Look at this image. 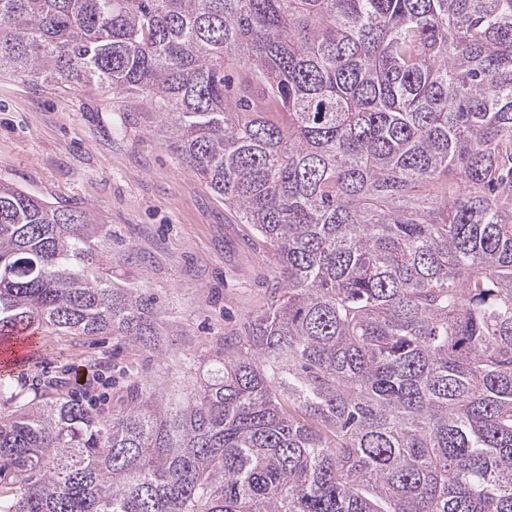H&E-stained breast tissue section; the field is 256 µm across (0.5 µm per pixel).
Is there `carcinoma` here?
<instances>
[{"mask_svg": "<svg viewBox=\"0 0 512 512\" xmlns=\"http://www.w3.org/2000/svg\"><path fill=\"white\" fill-rule=\"evenodd\" d=\"M0 72L145 100L288 286L190 390L0 381V512H512V0H0ZM110 251L1 180L0 336L155 344Z\"/></svg>", "mask_w": 512, "mask_h": 512, "instance_id": "1", "label": "carcinoma"}]
</instances>
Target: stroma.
<instances>
[{
  "label": "stroma",
  "instance_id": "stroma-1",
  "mask_svg": "<svg viewBox=\"0 0 512 512\" xmlns=\"http://www.w3.org/2000/svg\"><path fill=\"white\" fill-rule=\"evenodd\" d=\"M146 105L125 111L93 89L0 75V179L50 202L100 212L112 228V278L157 300L156 349L109 336L36 337L38 353L6 382L33 392L65 373L84 404L121 407L127 373L161 388L177 356L215 355L225 332L264 310L278 285L272 248L256 238L155 135Z\"/></svg>",
  "mask_w": 512,
  "mask_h": 512
}]
</instances>
